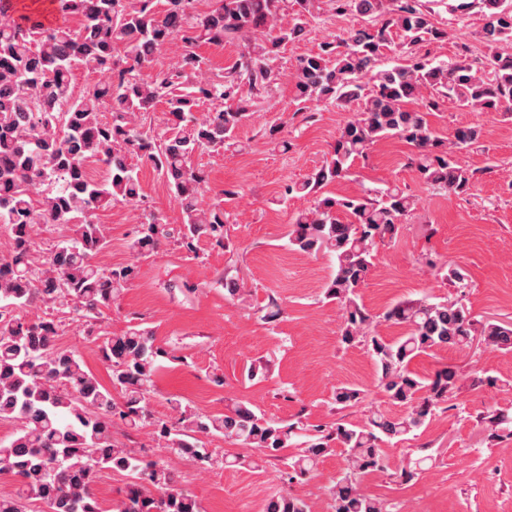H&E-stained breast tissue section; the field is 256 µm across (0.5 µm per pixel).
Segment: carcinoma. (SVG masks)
<instances>
[{"mask_svg": "<svg viewBox=\"0 0 512 512\" xmlns=\"http://www.w3.org/2000/svg\"><path fill=\"white\" fill-rule=\"evenodd\" d=\"M66 23L44 26L34 14L15 15L13 0H0V227L9 232V253L0 257V420L17 422L12 437L0 441V476L14 478L12 494H0V512H25L38 502L45 512H103L93 493L103 469L127 473L129 482L114 512H204L190 492L176 486L168 466L147 460L118 443L114 428L137 431L153 424L154 434L176 455L202 466L213 461L203 438L256 448L283 458L288 480L309 475L336 445L346 468L331 489L333 512H400V507L363 494L360 478L388 470L383 445L419 430L435 411L456 396L461 376L452 367L421 377L412 360L447 347L465 348L473 337L490 349L512 352V322L479 319L460 299L430 296L396 303L384 318L409 332L387 340L370 331L373 317L360 301L359 288L373 265L378 244L400 233L416 200L398 186L355 197L326 195L322 189L346 177L370 146L399 137L414 148L410 164L430 188L466 195L478 170L458 155L479 143L482 130L469 126L444 139L428 115L451 105L481 112H512V6L506 0H476L486 18L481 66L469 47L451 62L436 63L417 51L441 40L424 0H214L200 13L194 0H57ZM328 9L355 13L366 24L323 41L298 60L297 99L345 107L358 105L345 122L329 157L305 179L286 186L284 198L314 197L296 214L287 247L308 255L328 253L334 271L324 296L343 310L340 341L361 343L373 359L379 388L407 408L400 416L372 413L363 425L341 421L314 428L284 423L238 401L226 412L207 415L175 401L178 415L152 422L148 398L160 361L169 353L152 328L131 325L103 337L99 349L110 369L103 385L75 350L58 347L59 325L51 317L32 321L18 311L38 305L64 310L96 336V322L138 276L133 265L103 267L96 256L108 245L98 212L116 203L142 199L132 154L147 159L167 184L182 213L174 237L188 256L199 257V242L227 248L229 214L220 205H201L207 177L194 157L234 145L235 130L248 115L242 84L261 94L279 80L268 60L300 38L307 25ZM397 31L396 60L382 63ZM173 40L184 51L176 65L143 78L155 56ZM238 42L232 66L214 78L202 77L201 43ZM105 72L107 80L75 91L73 72ZM214 104L197 115L200 103ZM166 104L164 118L145 127L133 118ZM96 161L106 174L84 172ZM39 206L32 205V197ZM73 226V234L54 244L42 260L32 256L38 226ZM171 238L168 225L147 214L129 241L141 256L158 251ZM354 386L336 388L335 403H360ZM488 443L512 439V417L487 414ZM263 512H309L299 497L273 495Z\"/></svg>", "mask_w": 512, "mask_h": 512, "instance_id": "carcinoma-1", "label": "carcinoma"}]
</instances>
